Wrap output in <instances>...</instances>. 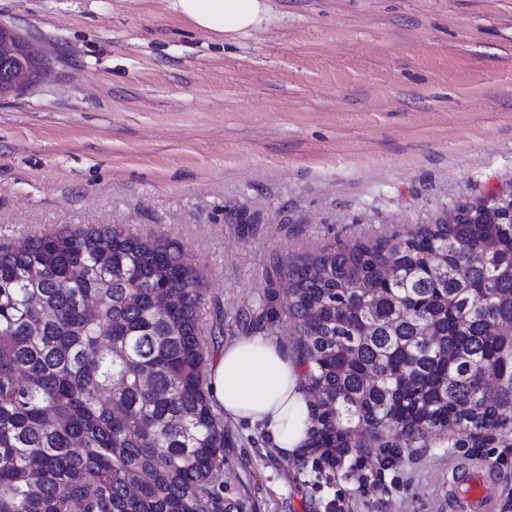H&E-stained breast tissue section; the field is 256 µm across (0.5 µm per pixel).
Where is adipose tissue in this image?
Here are the masks:
<instances>
[{"label": "adipose tissue", "mask_w": 512, "mask_h": 512, "mask_svg": "<svg viewBox=\"0 0 512 512\" xmlns=\"http://www.w3.org/2000/svg\"><path fill=\"white\" fill-rule=\"evenodd\" d=\"M195 28L223 39L259 27L271 17L268 0H170ZM211 399L225 418L259 429L286 456L308 443L310 397L298 357L267 336L226 344L208 373Z\"/></svg>", "instance_id": "adipose-tissue-1"}]
</instances>
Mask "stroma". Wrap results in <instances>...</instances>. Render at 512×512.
<instances>
[{
    "label": "stroma",
    "instance_id": "35a3bbf8",
    "mask_svg": "<svg viewBox=\"0 0 512 512\" xmlns=\"http://www.w3.org/2000/svg\"><path fill=\"white\" fill-rule=\"evenodd\" d=\"M223 42L169 0H0L48 78L0 99V245L119 226L179 242L202 276L207 358L241 336L300 350L279 265L404 235L512 186V0H270ZM444 431L342 467L224 422L246 512H454L473 464L512 512V447Z\"/></svg>",
    "mask_w": 512,
    "mask_h": 512
}]
</instances>
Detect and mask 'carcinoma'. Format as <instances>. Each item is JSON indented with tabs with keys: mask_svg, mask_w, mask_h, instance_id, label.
<instances>
[{
	"mask_svg": "<svg viewBox=\"0 0 512 512\" xmlns=\"http://www.w3.org/2000/svg\"><path fill=\"white\" fill-rule=\"evenodd\" d=\"M279 274L293 282L287 314L315 397L311 447L331 464L361 447L363 427L384 448L452 425L512 439L511 214L422 225ZM163 293L177 301L162 313ZM201 294L164 238L103 226L0 247V512H244L215 479L224 423Z\"/></svg>",
	"mask_w": 512,
	"mask_h": 512,
	"instance_id": "carcinoma-1",
	"label": "carcinoma"
}]
</instances>
